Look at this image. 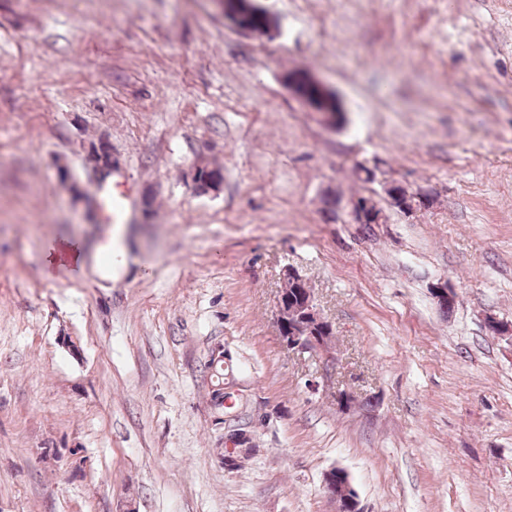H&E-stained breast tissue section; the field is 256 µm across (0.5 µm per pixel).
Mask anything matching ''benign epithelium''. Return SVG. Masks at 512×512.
I'll list each match as a JSON object with an SVG mask.
<instances>
[{
	"instance_id": "7a95c632",
	"label": "benign epithelium",
	"mask_w": 512,
	"mask_h": 512,
	"mask_svg": "<svg viewBox=\"0 0 512 512\" xmlns=\"http://www.w3.org/2000/svg\"><path fill=\"white\" fill-rule=\"evenodd\" d=\"M220 2L224 8V20L238 32L254 37L264 36V32L242 25L240 15L227 5V0H220ZM285 84L301 109L319 115L325 126L336 128V115L321 110L316 102L302 96L297 90L295 76L291 74L286 76ZM346 209L351 224L361 223L364 213L368 209L371 210V215L375 216V223H385L383 210L375 206V202L369 198L351 199L347 202ZM274 314L280 342L284 348L320 356L327 361L331 360L330 339H332L333 328L319 312L313 293L307 294L301 308L290 311L284 288H279L274 297ZM254 448H256V442L252 430L245 428L230 430L225 435L224 448L220 452V460L224 469H235L240 458L251 453ZM323 483L327 497L336 506V512H361L358 494L350 479L336 476L334 470L331 469L325 473Z\"/></svg>"
}]
</instances>
